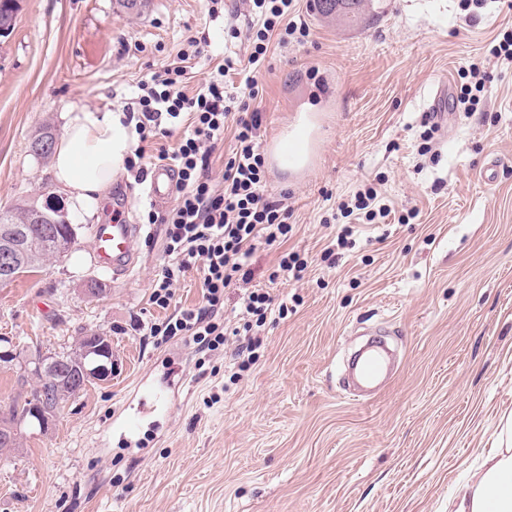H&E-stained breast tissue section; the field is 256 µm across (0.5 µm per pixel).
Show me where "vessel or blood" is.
<instances>
[{
    "mask_svg": "<svg viewBox=\"0 0 512 512\" xmlns=\"http://www.w3.org/2000/svg\"><path fill=\"white\" fill-rule=\"evenodd\" d=\"M174 172L170 167L153 169L147 193L152 202L165 201L173 192ZM139 227L126 223L122 213H115L110 222L95 225L94 251L98 265L121 276L131 272L134 265V242ZM396 353L386 341H371L351 358L348 376L350 395L369 397L377 393L393 374Z\"/></svg>",
    "mask_w": 512,
    "mask_h": 512,
    "instance_id": "vessel-or-blood-1",
    "label": "vessel or blood"
}]
</instances>
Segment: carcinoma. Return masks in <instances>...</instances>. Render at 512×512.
<instances>
[{"instance_id":"cac0c4a2","label":"carcinoma","mask_w":512,"mask_h":512,"mask_svg":"<svg viewBox=\"0 0 512 512\" xmlns=\"http://www.w3.org/2000/svg\"><path fill=\"white\" fill-rule=\"evenodd\" d=\"M362 0H318L321 12L327 16L343 13L353 14L359 9ZM21 228L23 238L17 239L0 232V253L8 251L15 256V269L4 282L8 283L19 274L34 270L43 264L56 261L62 257L58 243L66 239L69 225L64 222V207L60 203L45 207L16 206L0 209V229ZM72 347H65L54 353L55 368L38 369L33 361L28 362L26 374L22 375L25 383L31 384L29 396L23 403L14 402L8 408L0 409V419L10 422L28 423L32 419V405L43 401L50 414H55L64 402L60 394L70 391L76 377L82 375L83 367L90 366L96 358L91 353L84 364L73 361Z\"/></svg>"}]
</instances>
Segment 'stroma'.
Listing matches in <instances>:
<instances>
[{"label": "stroma", "mask_w": 512, "mask_h": 512, "mask_svg": "<svg viewBox=\"0 0 512 512\" xmlns=\"http://www.w3.org/2000/svg\"><path fill=\"white\" fill-rule=\"evenodd\" d=\"M294 18L310 35L270 46L258 144L270 154L307 104L315 144L302 170L266 163L265 194L287 199L293 233L252 259L253 285L287 316L268 317L258 361L234 381L223 352L202 363L184 340L143 336L138 324L169 312L150 301L165 227L147 223L145 186L125 172L126 220L141 227L129 274L91 259L105 207L71 247L82 266L66 256L0 284V336L25 359L99 332L115 362L48 433L26 429L0 457V512H450L456 485L494 447L512 412V67L490 50L512 29V7L364 0L347 19L298 0ZM251 24L239 0H147L137 15L117 0H20L0 37V208L59 198L50 159L28 148L43 126L60 135L72 109H127L139 81L184 52L182 87L195 93L225 59L246 61ZM471 63L490 92L468 112L455 100ZM434 108L445 117L425 151ZM368 183L392 216L343 218L339 203ZM345 224L352 247L324 260ZM286 251L307 259L302 281L271 279ZM92 277L108 290L93 302L81 294ZM363 331L387 332L402 353L367 401L345 391L342 365ZM143 382L179 396L140 447L123 448L113 422L136 411Z\"/></svg>", "instance_id": "stroma-1"}]
</instances>
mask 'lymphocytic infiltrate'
Segmentation results:
<instances>
[{
    "label": "lymphocytic infiltrate",
    "mask_w": 512,
    "mask_h": 512,
    "mask_svg": "<svg viewBox=\"0 0 512 512\" xmlns=\"http://www.w3.org/2000/svg\"><path fill=\"white\" fill-rule=\"evenodd\" d=\"M246 3L257 22L249 32L252 50L242 95L228 94L218 77L187 95L181 88L184 67H169L140 81L135 125L142 141L184 132L176 151L157 155L158 161H171L177 174V204L162 213H148L149 223L166 227L168 257L152 282L150 299L168 308L180 278L192 270L200 276L202 292L198 306L147 326L146 333L165 341L187 339L204 355L237 337L233 355L241 370L256 360L259 339L252 336V328L262 326L272 308L288 310L287 305H275L269 292L251 287V259L258 244L287 240L292 230L289 209L263 194L265 159L256 140L261 112L252 103L259 95L258 74L272 38L284 43L309 34L306 25L290 18L295 0ZM229 123L235 126L236 146L224 164V186L218 189L209 178L210 159ZM237 285L242 288L238 328L223 317L224 291Z\"/></svg>",
    "instance_id": "1"
}]
</instances>
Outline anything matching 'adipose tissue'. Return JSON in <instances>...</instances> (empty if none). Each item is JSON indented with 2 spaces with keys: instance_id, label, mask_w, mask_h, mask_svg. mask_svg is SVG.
<instances>
[{
  "instance_id": "obj_1",
  "label": "adipose tissue",
  "mask_w": 512,
  "mask_h": 512,
  "mask_svg": "<svg viewBox=\"0 0 512 512\" xmlns=\"http://www.w3.org/2000/svg\"><path fill=\"white\" fill-rule=\"evenodd\" d=\"M315 125L299 113L276 142L274 156L284 168L309 161ZM134 145V124L122 111L80 108L66 113L64 133L54 146L51 175L73 212L93 218L106 202L113 181L125 173ZM453 512H512V413L503 415L496 444L462 482Z\"/></svg>"
}]
</instances>
